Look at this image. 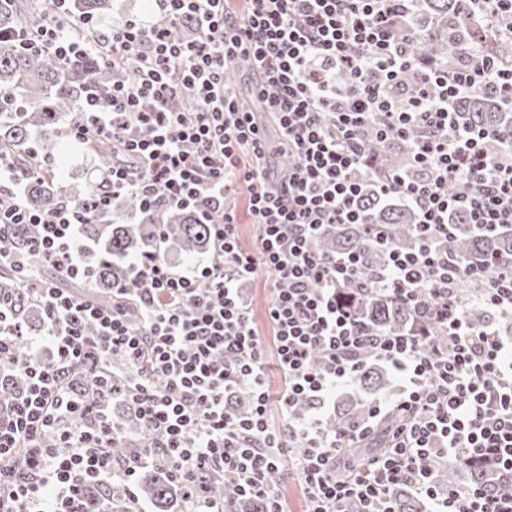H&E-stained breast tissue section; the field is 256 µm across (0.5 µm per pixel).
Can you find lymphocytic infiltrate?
Here are the masks:
<instances>
[{
  "label": "lymphocytic infiltrate",
  "instance_id": "f902f5d3",
  "mask_svg": "<svg viewBox=\"0 0 512 512\" xmlns=\"http://www.w3.org/2000/svg\"><path fill=\"white\" fill-rule=\"evenodd\" d=\"M151 2L143 15L79 19L90 34L83 40L61 21L71 0H55L58 21L18 34L61 60L94 51L135 61L133 77L114 82L108 94L88 88L62 132L88 146L118 142L126 157L109 171L113 192L135 193L149 210L196 209L212 220L214 251L189 269L152 255L132 261L131 283L115 291L135 300L136 326L120 308L71 294L24 262L25 254L39 256L59 278L92 288L94 276L75 252L81 225L107 206L106 196L52 213L21 202L0 208V232H27L25 254L0 253V268L15 271L44 312L41 334L26 336L10 296L0 292V371L26 380L17 398L0 406V512H82L89 484H133L150 450L131 446L115 466L111 448L121 425L108 407L87 405L91 390L137 408L174 480L218 471L262 499L265 512H287L268 481L280 470L298 481L308 512H347L351 504L358 512H394L401 484L425 498L430 512H512V493L476 484L439 489L431 481L433 464L461 455L493 462L512 481V341L492 326L468 323L457 286L478 273L449 263L431 245L448 233V215L458 208L485 231L512 224V141L459 125L453 108L472 90L512 105V65L478 49L453 71L429 63L423 39L406 24L403 0H245L240 15L229 0ZM184 19L194 22L196 36L174 41L169 29ZM241 60L256 75L255 111L240 105L227 80ZM186 88L197 99L190 112L174 106ZM271 124L280 150L294 159L277 179L268 161ZM413 130L412 162L423 178L382 171L365 151L366 141L391 145ZM376 174L382 194H399L417 214L419 245L400 252L377 235L388 259L373 278L418 322L434 321L445 343L367 330L340 294L358 275L360 256L330 260L310 248L329 225L364 223L358 197ZM243 188L259 228L249 251L238 235ZM259 273L274 293L266 336L239 288ZM87 321L94 335L85 334ZM22 337L30 349L24 356L16 352ZM45 347L51 359L33 358ZM365 351L389 363L401 385L348 432H332L322 406L350 381ZM105 358L131 371L129 384L108 382L99 370ZM273 365L282 380L276 391L268 384ZM76 366L87 371L86 384L73 378ZM242 386L253 407L240 419L226 399ZM303 400L315 409L295 415ZM274 403L288 415L279 425L269 415ZM389 411L402 418L387 451L347 468L346 441L367 437ZM296 441L303 454L293 453Z\"/></svg>",
  "mask_w": 512,
  "mask_h": 512
}]
</instances>
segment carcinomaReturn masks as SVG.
<instances>
[{
  "instance_id": "obj_1",
  "label": "carcinoma",
  "mask_w": 512,
  "mask_h": 512,
  "mask_svg": "<svg viewBox=\"0 0 512 512\" xmlns=\"http://www.w3.org/2000/svg\"><path fill=\"white\" fill-rule=\"evenodd\" d=\"M75 15H93L108 18L112 14V0H73ZM464 8L462 0H413L408 4V21L424 15L435 25L434 37L426 42L424 56L450 70L462 63L461 50L448 46V24L460 18ZM50 15L53 5L42 0L34 5L24 0H13L0 5V158L16 166L28 167L32 162L30 149L34 136L47 139L54 134L60 119L76 111L84 90L90 82L105 92L112 80L127 78L135 69L130 60L122 68L97 56L55 61L43 53L29 50L14 38L13 32L32 10ZM485 47L507 63H512V40L485 36ZM459 123L466 127L493 128L505 139L512 138V110L494 100L487 93L468 92L459 95L454 103ZM418 132L398 142L394 148L371 143L369 153L388 157L402 172L418 179L422 172L409 164L412 142ZM39 156L45 165L55 168L46 174L33 172L24 192V204L38 212H50L63 203L83 205L98 195L112 165V143L104 141L96 146L94 161L89 175L79 183H62L57 180L67 157L68 149L42 147ZM396 196L379 193L376 184L367 182L359 204L368 221L381 228L388 241L396 248L411 251L419 241L415 231V216L401 204ZM116 214L140 210L139 199L131 193L111 197ZM451 229L448 237L436 241V248L448 254L454 263L474 267L481 272L479 280L461 285V301L472 326L479 328L491 321L488 308L475 298L482 284L495 278L501 271V263L512 259V226L497 234L479 233L471 224L469 212L463 208L449 216ZM163 224V238H158L157 224ZM86 232L94 243L92 249H80L78 256L95 273L97 291L95 299L101 303L112 302V288L116 282L133 277L131 269L121 266V261L131 253H152L165 260L167 248H175L187 256L205 254L212 250L210 226L198 222L196 213L189 209L168 208L161 215L142 214L140 224L89 223ZM25 232L16 228L0 234V250L19 252L24 250ZM315 251L326 256H345L351 252L361 255L363 265L356 280L346 283L342 297L351 303L358 318L370 329L391 333L408 330L414 313L404 302L395 298L381 286L372 282V272L385 259L384 251L376 244L375 237L365 232L361 224H338L323 232L312 244ZM10 289L14 316L26 324L31 321L34 306L26 290L20 287L16 273L6 267L0 271V289ZM353 393L336 404L328 416L330 428L344 432L368 415L373 398L396 391L397 377L388 366L365 359L352 379ZM23 389L19 377L4 378L0 382V403L11 400ZM397 419L394 413L383 416L370 440L353 443L346 449L350 461H362L378 453L388 441V433ZM126 435L142 448L153 445V435L135 415H129L122 423ZM465 470L469 481L493 492H512V483L499 478L497 470L487 465H472L464 460H452L437 465L432 470V480L439 487L451 484L459 470ZM136 496L152 503L155 512H188L195 499L204 497L219 503L230 512H264L263 502L238 492L235 485L224 480L221 474L211 470L199 471L188 486L172 481L166 468L150 462L143 466L139 481L134 487ZM395 512H425V504L405 486L394 492ZM85 512H100L102 498L99 488L93 484L85 490Z\"/></svg>"
}]
</instances>
